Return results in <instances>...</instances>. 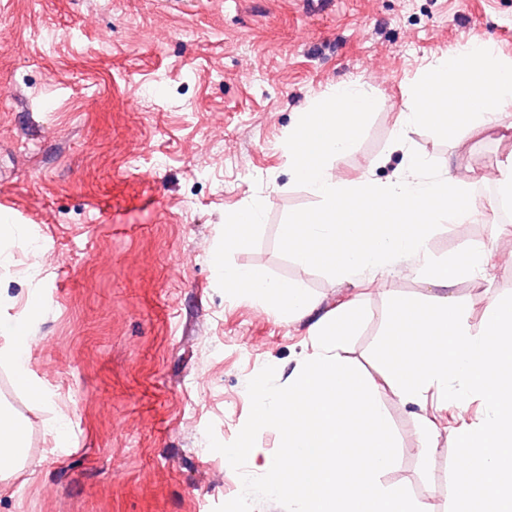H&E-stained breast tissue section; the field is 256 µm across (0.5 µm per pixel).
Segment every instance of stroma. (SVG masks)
I'll return each instance as SVG.
<instances>
[{"label":"stroma","instance_id":"obj_1","mask_svg":"<svg viewBox=\"0 0 512 512\" xmlns=\"http://www.w3.org/2000/svg\"><path fill=\"white\" fill-rule=\"evenodd\" d=\"M485 43L512 57V0H0V328L22 324L39 401L0 359V407L25 425L30 463L0 483V512H213L240 494L213 429L232 442L250 413L247 383L267 365L287 384L311 351V318L276 314L226 290L212 257L224 217L261 202L265 218L232 265L301 282L319 312L349 300L365 322L339 353L373 376L371 349L391 296L427 299L405 263L384 277L338 283L278 250L293 210L316 205L289 180L285 140L298 113L336 84L363 86L376 111L336 167L384 179L403 162L394 124L425 69L449 50ZM415 149L470 177L483 204L467 232L442 224L433 257L495 225L502 261L456 296L473 331L512 294V221H500L498 171L512 145L497 133ZM42 243L30 277L28 235ZM379 399L396 437L383 480L429 512H448L461 421L484 416L429 403L437 448L423 456L418 408L388 387Z\"/></svg>","mask_w":512,"mask_h":512}]
</instances>
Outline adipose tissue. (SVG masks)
<instances>
[{"label":"adipose tissue","instance_id":"obj_1","mask_svg":"<svg viewBox=\"0 0 512 512\" xmlns=\"http://www.w3.org/2000/svg\"><path fill=\"white\" fill-rule=\"evenodd\" d=\"M261 204L251 203L224 218V251L216 255L214 263L224 270V282L232 292L253 296L273 304L285 315L302 317L313 313L317 303L308 296L301 283L295 280L271 278L265 269L257 266H229L225 254L239 251L251 245L258 224L263 219ZM25 428L19 419L0 415V479H7L27 460L25 453Z\"/></svg>","mask_w":512,"mask_h":512}]
</instances>
